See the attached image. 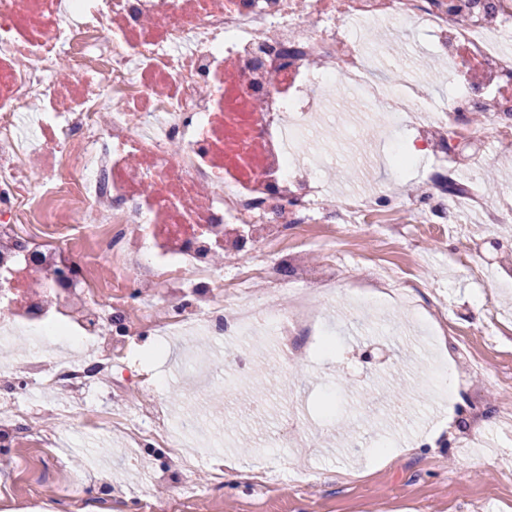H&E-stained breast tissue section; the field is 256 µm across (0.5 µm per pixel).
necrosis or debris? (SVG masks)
I'll list each match as a JSON object with an SVG mask.
<instances>
[{"instance_id":"1","label":"necrosis or debris","mask_w":512,"mask_h":512,"mask_svg":"<svg viewBox=\"0 0 512 512\" xmlns=\"http://www.w3.org/2000/svg\"><path fill=\"white\" fill-rule=\"evenodd\" d=\"M388 23L391 44L368 48L361 31ZM424 31L454 92L434 104V87L396 44ZM399 72L378 74L385 54ZM361 99L384 118L405 116L414 147L458 153L482 113L500 153H512V0H0V391H63L59 414L99 432L124 429L131 446L180 447L184 431L167 403L127 371L122 337L171 338L199 323L250 333L255 322L279 338L286 360L301 356L295 330L317 332L310 291L273 279L275 249L315 223L322 189L300 151L316 112L338 98ZM425 209L413 196H354L341 229L367 227L389 211L405 224H458L479 212L512 222L471 184L435 173ZM62 211L44 224L47 202ZM100 237L95 266L73 240ZM237 267L225 280V266ZM268 286L229 301L225 287ZM295 302L282 306L285 293ZM32 339L15 357L7 343ZM90 346V357L77 348ZM104 402L91 414V397ZM12 404L0 409L9 447H60L63 435ZM61 491L58 473L29 496L50 512H111L84 479Z\"/></svg>"}]
</instances>
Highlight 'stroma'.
Instances as JSON below:
<instances>
[{"label":"stroma","instance_id":"obj_1","mask_svg":"<svg viewBox=\"0 0 512 512\" xmlns=\"http://www.w3.org/2000/svg\"><path fill=\"white\" fill-rule=\"evenodd\" d=\"M336 112L334 120L316 118L323 151L335 153L343 170L330 200L385 184L417 195L435 171L434 156L418 155L409 168L394 170L374 113L348 100ZM321 235V225L310 224L288 246L340 272L374 255L402 277L419 279L417 312L359 309L337 290L325 309L336 352L313 350L301 364L282 363L276 343L260 331L247 338L200 330L168 351L157 337H135L128 365L142 367L148 382H161L174 418L202 417L223 427V446L204 449L186 438L174 466L161 449L128 447L122 433L86 436L72 429L57 457L80 474L94 464L111 473V489L98 494L122 501V512H166L188 470L208 486L202 512H512V418L497 411L512 385V334L500 329L512 322V286L500 281L503 260H512V223L480 233L470 223L447 232L409 224L402 235L385 237L376 253L360 233L333 243ZM199 349L219 365L226 352H238L249 372H227L220 396L187 392L181 362ZM447 361L466 403L453 415L435 381L436 364ZM258 385L266 389L260 409L252 403ZM329 388L340 401L337 424L294 425L293 399L317 416ZM290 426L291 446L266 448ZM228 457L241 460L242 476L211 483V471ZM46 472L40 450L28 448L0 464V482H12L22 499L28 478Z\"/></svg>","mask_w":512,"mask_h":512}]
</instances>
